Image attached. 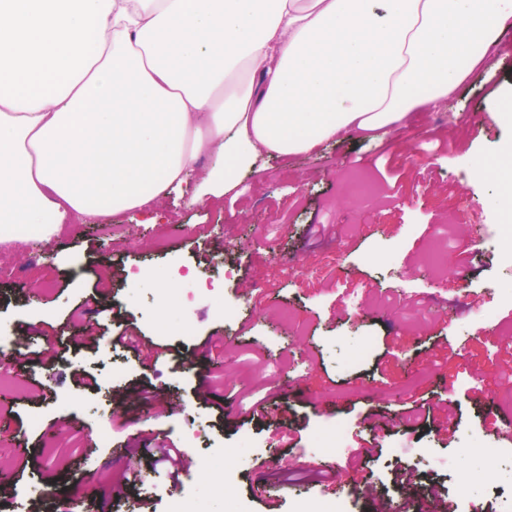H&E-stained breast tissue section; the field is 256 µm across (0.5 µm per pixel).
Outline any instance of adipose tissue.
I'll use <instances>...</instances> for the list:
<instances>
[{"label": "adipose tissue", "instance_id": "adipose-tissue-1", "mask_svg": "<svg viewBox=\"0 0 512 512\" xmlns=\"http://www.w3.org/2000/svg\"><path fill=\"white\" fill-rule=\"evenodd\" d=\"M510 28L512 0H0V238L208 204L446 100Z\"/></svg>", "mask_w": 512, "mask_h": 512}]
</instances>
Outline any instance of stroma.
<instances>
[{
    "mask_svg": "<svg viewBox=\"0 0 512 512\" xmlns=\"http://www.w3.org/2000/svg\"><path fill=\"white\" fill-rule=\"evenodd\" d=\"M510 105L504 57L375 137L264 159L208 206L173 193L156 200L153 224L137 211L75 214L41 252L0 242V356L19 380L0 386L12 426L0 435V468L12 471L0 512H62L63 484L77 512H171L183 496L203 512H298L305 500L401 512L427 496L437 510L498 512L512 466L468 449L512 446L495 433L512 427V337L501 333L512 253L482 230L512 225L495 204L512 176L477 171L512 166V125L494 118ZM388 167L398 187L383 181ZM105 224L122 230L103 237ZM126 328L156 345L153 364L108 346ZM211 338L224 342L215 362ZM86 371L98 389L80 385ZM144 384L156 394L147 406ZM265 396L271 415L250 419ZM415 400L429 418L404 425ZM339 420L365 458L313 446ZM291 429L294 448L280 440ZM155 436L190 474L172 478Z\"/></svg>",
    "mask_w": 512,
    "mask_h": 512,
    "instance_id": "1",
    "label": "stroma"
}]
</instances>
